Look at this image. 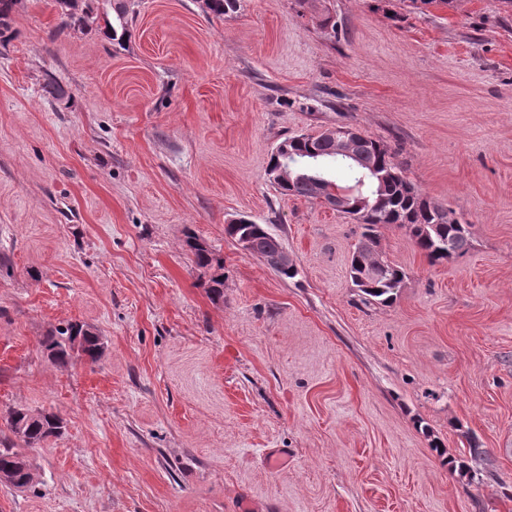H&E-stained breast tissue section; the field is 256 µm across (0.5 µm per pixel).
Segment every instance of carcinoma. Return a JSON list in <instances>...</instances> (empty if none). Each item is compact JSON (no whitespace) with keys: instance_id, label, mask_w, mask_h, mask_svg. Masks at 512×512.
<instances>
[{"instance_id":"carcinoma-1","label":"carcinoma","mask_w":512,"mask_h":512,"mask_svg":"<svg viewBox=\"0 0 512 512\" xmlns=\"http://www.w3.org/2000/svg\"><path fill=\"white\" fill-rule=\"evenodd\" d=\"M17 0H0V46L11 39L10 15ZM95 0H56L64 24L83 30L93 18ZM110 6L112 16H103L97 29L119 46L128 38L133 13L131 0H101ZM203 11L216 17L230 16L241 8V0H202ZM292 164V182L279 187L282 194L320 200L330 208L345 205L342 213L349 215L361 228L358 245L348 265L349 278L365 296L388 306L402 287L405 273L388 260L373 267L366 258L380 249L378 228L394 226L405 232L431 265L448 262L468 251L469 225L460 223L453 212L425 197L404 176V170L392 151L383 142L363 133L351 140L354 159L348 161L337 152L336 142L329 137L299 135L282 141ZM344 165L352 174L354 185L343 188L336 184L332 172ZM238 226L226 228L231 237L247 238L251 254L271 257L283 251L282 244L268 228L247 217L237 218ZM185 243L202 269H213L220 260L211 247L192 231L186 232ZM41 347L53 361L65 366L73 353L91 363L103 354L99 335L80 323L51 330L43 337ZM9 434L0 436V482L17 489L27 488L33 481L25 450L35 448L48 438L60 434L62 422L51 413L33 415L24 408L12 409L7 418Z\"/></svg>"}]
</instances>
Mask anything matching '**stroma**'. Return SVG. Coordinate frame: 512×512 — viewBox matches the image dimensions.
Here are the masks:
<instances>
[{"mask_svg":"<svg viewBox=\"0 0 512 512\" xmlns=\"http://www.w3.org/2000/svg\"><path fill=\"white\" fill-rule=\"evenodd\" d=\"M134 10L121 47L19 0L0 48V430L16 407L64 422L0 512H512V12ZM340 124L469 226L437 266L381 227L406 274L387 306L349 279L352 221L264 178L279 142ZM242 215L294 278L225 234ZM188 227L224 262L221 301ZM71 322L99 362L42 351Z\"/></svg>","mask_w":512,"mask_h":512,"instance_id":"stroma-1","label":"stroma"}]
</instances>
